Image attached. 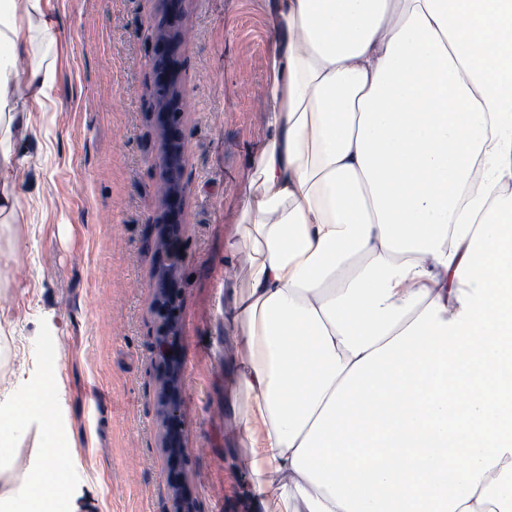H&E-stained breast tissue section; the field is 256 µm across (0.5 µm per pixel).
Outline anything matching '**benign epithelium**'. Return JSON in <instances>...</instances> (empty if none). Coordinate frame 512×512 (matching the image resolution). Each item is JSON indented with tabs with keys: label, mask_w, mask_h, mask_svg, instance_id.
<instances>
[{
	"label": "benign epithelium",
	"mask_w": 512,
	"mask_h": 512,
	"mask_svg": "<svg viewBox=\"0 0 512 512\" xmlns=\"http://www.w3.org/2000/svg\"><path fill=\"white\" fill-rule=\"evenodd\" d=\"M170 42L160 31L154 40L155 87L158 100L156 112L165 156L162 179V199L165 220L161 224L159 251L165 263L158 269L156 288V315L160 323L155 342V365L161 381L159 403L163 417L166 451V476L175 489L174 512H193L191 501L183 492L186 478L187 455L181 445V412L178 374L183 355L175 332L178 318L179 281L175 275L180 260L179 239L182 226L186 187L182 182L184 163L183 93L177 87L173 72L165 64Z\"/></svg>",
	"instance_id": "1"
}]
</instances>
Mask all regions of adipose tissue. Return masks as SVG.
Returning <instances> with one entry per match:
<instances>
[{"label":"adipose tissue","instance_id":"adipose-tissue-1","mask_svg":"<svg viewBox=\"0 0 512 512\" xmlns=\"http://www.w3.org/2000/svg\"><path fill=\"white\" fill-rule=\"evenodd\" d=\"M0 0V174L53 75ZM268 133L226 267L224 443L249 512H512V0H266ZM49 420L44 390L0 408ZM52 436L0 512H54Z\"/></svg>","mask_w":512,"mask_h":512}]
</instances>
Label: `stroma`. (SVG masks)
<instances>
[{"instance_id":"35a3bbf8","label":"stroma","mask_w":512,"mask_h":512,"mask_svg":"<svg viewBox=\"0 0 512 512\" xmlns=\"http://www.w3.org/2000/svg\"><path fill=\"white\" fill-rule=\"evenodd\" d=\"M58 24L32 34L19 72L51 66L52 102L30 115L10 174L25 205L0 235V401L45 385L51 423L12 437L0 491L23 490L44 434L68 448L67 512H172L154 312L163 145L151 42L174 41L184 92L181 437L197 512H240L224 452V233L235 223L271 101L265 0H43Z\"/></svg>"}]
</instances>
